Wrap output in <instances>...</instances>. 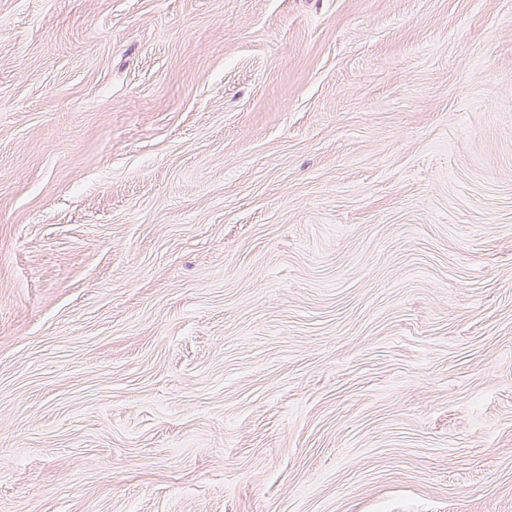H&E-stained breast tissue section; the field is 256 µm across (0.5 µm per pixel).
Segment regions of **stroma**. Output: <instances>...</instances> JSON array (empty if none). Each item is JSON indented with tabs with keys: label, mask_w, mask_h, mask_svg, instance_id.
Masks as SVG:
<instances>
[{
	"label": "stroma",
	"mask_w": 512,
	"mask_h": 512,
	"mask_svg": "<svg viewBox=\"0 0 512 512\" xmlns=\"http://www.w3.org/2000/svg\"><path fill=\"white\" fill-rule=\"evenodd\" d=\"M0 512H512V0H0Z\"/></svg>",
	"instance_id": "obj_1"
}]
</instances>
